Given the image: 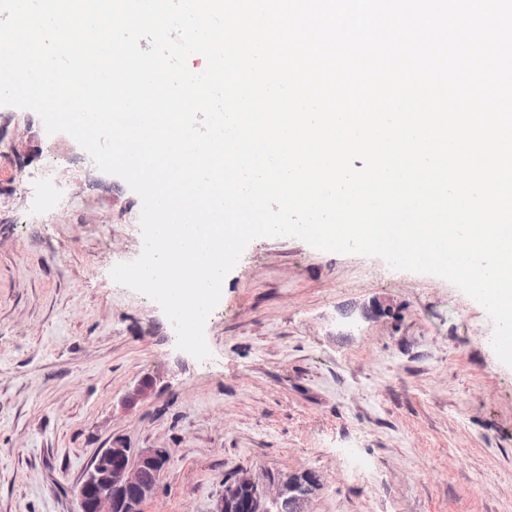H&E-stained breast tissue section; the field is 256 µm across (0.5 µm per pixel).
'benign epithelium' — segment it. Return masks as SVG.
I'll return each mask as SVG.
<instances>
[{
    "mask_svg": "<svg viewBox=\"0 0 512 512\" xmlns=\"http://www.w3.org/2000/svg\"><path fill=\"white\" fill-rule=\"evenodd\" d=\"M172 457L170 448L102 450L77 487L78 512H143ZM320 485V475L308 471L303 486L289 497L285 484L271 480L258 485L249 472L240 470L225 484L224 496L236 512H254L258 502L275 505L279 512H310L312 495Z\"/></svg>",
    "mask_w": 512,
    "mask_h": 512,
    "instance_id": "obj_1",
    "label": "benign epithelium"
}]
</instances>
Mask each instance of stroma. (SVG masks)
Instances as JSON below:
<instances>
[{
    "mask_svg": "<svg viewBox=\"0 0 512 512\" xmlns=\"http://www.w3.org/2000/svg\"><path fill=\"white\" fill-rule=\"evenodd\" d=\"M0 124V512H75L114 445L174 451L145 512H219L237 470L317 471L312 512H512V367L480 304L378 258L259 238L196 360L110 277L141 253L139 197L36 113L0 106ZM18 144L35 152L23 167Z\"/></svg>",
    "mask_w": 512,
    "mask_h": 512,
    "instance_id": "1",
    "label": "stroma"
}]
</instances>
